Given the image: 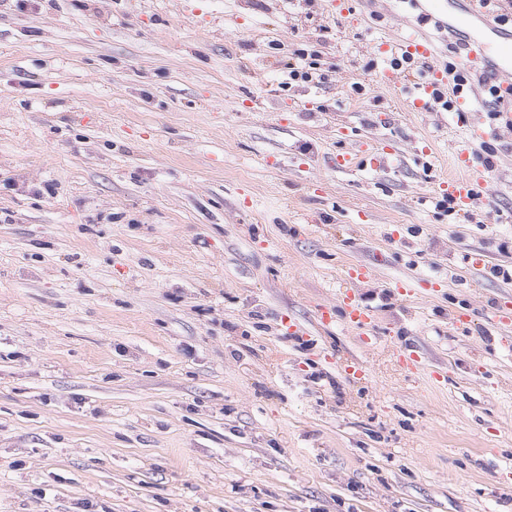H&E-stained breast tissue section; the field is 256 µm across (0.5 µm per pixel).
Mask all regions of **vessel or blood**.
<instances>
[{
    "mask_svg": "<svg viewBox=\"0 0 512 512\" xmlns=\"http://www.w3.org/2000/svg\"><path fill=\"white\" fill-rule=\"evenodd\" d=\"M484 2L485 0H470L468 10L457 17V24L478 23L487 29H495L496 21L484 10ZM388 49L400 61H434L432 80L416 87L403 101L406 111H421L432 98L434 91L448 83L446 67L435 62L438 48L433 36L413 30L399 36L396 42L389 44ZM478 63L490 71V81L495 84L496 92L492 98L486 100L479 89L473 88L467 92L455 89L458 109L462 112H472L476 107H484L495 113L497 130L512 132V36H502L495 41L484 37L470 40L467 55L459 61L460 70L465 74L470 73ZM488 177V171L473 167L470 149L468 145L462 144L457 146L453 166L439 183L438 191L450 198L459 210L463 211L471 206L478 187L484 186ZM371 274L372 270L369 267L352 266L347 272L349 288L338 294L335 304L321 307L318 313L320 324L328 325L340 316L353 328L372 326L375 319L373 309L365 305L351 289L353 283L365 280Z\"/></svg>",
    "mask_w": 512,
    "mask_h": 512,
    "instance_id": "vessel-or-blood-1",
    "label": "vessel or blood"
}]
</instances>
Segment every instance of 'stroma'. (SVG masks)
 I'll return each mask as SVG.
<instances>
[{"mask_svg": "<svg viewBox=\"0 0 512 512\" xmlns=\"http://www.w3.org/2000/svg\"><path fill=\"white\" fill-rule=\"evenodd\" d=\"M352 7L0 0V512H512V133L404 111L376 46L433 22ZM359 264L375 326L319 325ZM490 175L489 171L476 169L471 163L469 145L457 146L453 166L438 184V193L450 198L461 211L469 208L477 194V187H483ZM448 199V205L451 200ZM379 162L380 155L378 152L371 153L361 160H358L355 154L344 152L336 154L333 165L337 170L352 169L360 165H369L371 169H376L379 166Z\"/></svg>", "mask_w": 512, "mask_h": 512, "instance_id": "35a3bbf8", "label": "stroma"}]
</instances>
